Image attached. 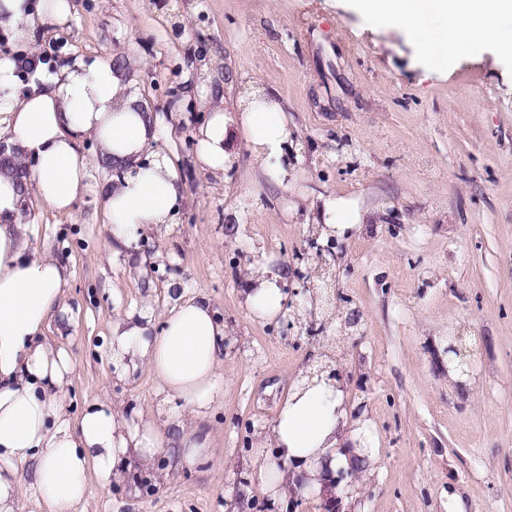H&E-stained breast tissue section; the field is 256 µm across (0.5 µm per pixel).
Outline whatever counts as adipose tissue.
<instances>
[{
  "mask_svg": "<svg viewBox=\"0 0 512 512\" xmlns=\"http://www.w3.org/2000/svg\"><path fill=\"white\" fill-rule=\"evenodd\" d=\"M355 7L385 29L406 30L433 68H447L453 56L486 41L499 58L512 60V0H355ZM69 11L68 0H0V29L25 43L36 29L62 24ZM20 62L0 56V141L28 171L20 180L13 167L0 168V512H19L29 495L46 512H79L89 480L104 488L122 483L131 468L152 472L158 457L170 453L176 464L160 474L168 483L178 472L216 460L205 423L224 398V355L232 337L201 293L182 295L158 313L116 315V375L129 380L147 368L157 383L155 413L138 421L104 396L70 418V355L38 335L63 310L72 272L66 260L32 247L34 227L22 220V196L73 213L88 189L90 162L80 144L94 137L102 146L100 162L123 171L117 183L99 190L112 252L119 255L141 235L172 223L183 185L164 157L141 166L155 133L149 114L123 100L116 66L78 62L51 73L37 61L24 91ZM240 125L261 173L281 182L288 137L282 105L256 92ZM197 136L205 168L221 172L233 163L222 110L211 112ZM281 282L266 262L249 265L245 303L252 316L283 313ZM255 445L252 477L275 500L287 497L289 479L316 492L324 471L351 469L377 451L366 424L349 420L344 382L305 377Z\"/></svg>",
  "mask_w": 512,
  "mask_h": 512,
  "instance_id": "1",
  "label": "adipose tissue"
}]
</instances>
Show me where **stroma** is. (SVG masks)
Returning a JSON list of instances; mask_svg holds the SVG:
<instances>
[{"label":"stroma","instance_id":"1","mask_svg":"<svg viewBox=\"0 0 512 512\" xmlns=\"http://www.w3.org/2000/svg\"><path fill=\"white\" fill-rule=\"evenodd\" d=\"M62 27L30 49L61 62L112 61L125 94L154 119L153 152L176 168L184 198L169 227L113 256L99 189L118 177L96 165L72 215L31 200L33 243L73 268L67 312L43 334L66 348L68 407L105 395L151 415L149 371L116 380L107 345L116 313L162 310L206 294L237 339L224 358V402L207 428L221 466L182 472L151 496L134 481L90 483L86 512H235L246 446L268 428L297 377L333 346L354 407L379 453L362 488L339 485L340 512H512V63L492 45L435 72L411 36L387 31L353 0H69ZM258 88L288 110L281 184L256 180L234 120ZM233 123L232 167H202L195 138L210 109ZM354 203L336 290L357 313L340 334L283 337L244 306L242 271L307 269L308 230L322 198ZM473 351L465 379L448 370L446 340Z\"/></svg>","mask_w":512,"mask_h":512}]
</instances>
